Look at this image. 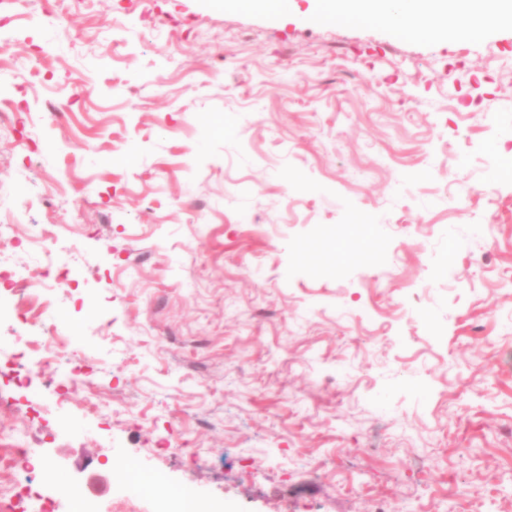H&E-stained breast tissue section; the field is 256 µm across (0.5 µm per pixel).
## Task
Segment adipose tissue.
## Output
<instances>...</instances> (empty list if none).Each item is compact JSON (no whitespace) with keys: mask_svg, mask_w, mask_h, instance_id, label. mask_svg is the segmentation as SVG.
<instances>
[{"mask_svg":"<svg viewBox=\"0 0 512 512\" xmlns=\"http://www.w3.org/2000/svg\"><path fill=\"white\" fill-rule=\"evenodd\" d=\"M329 15H346L359 20L396 25L402 14L438 18L441 27L457 31L460 15L480 18L484 25L495 26L512 19V0H324Z\"/></svg>","mask_w":512,"mask_h":512,"instance_id":"adipose-tissue-1","label":"adipose tissue"}]
</instances>
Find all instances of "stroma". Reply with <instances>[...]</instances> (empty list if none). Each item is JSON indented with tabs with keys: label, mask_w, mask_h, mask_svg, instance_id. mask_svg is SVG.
I'll return each instance as SVG.
<instances>
[{
	"label": "stroma",
	"mask_w": 512,
	"mask_h": 512,
	"mask_svg": "<svg viewBox=\"0 0 512 512\" xmlns=\"http://www.w3.org/2000/svg\"><path fill=\"white\" fill-rule=\"evenodd\" d=\"M312 4L0 0V213L103 395L0 379L58 504L512 512V25Z\"/></svg>",
	"instance_id": "1"
}]
</instances>
